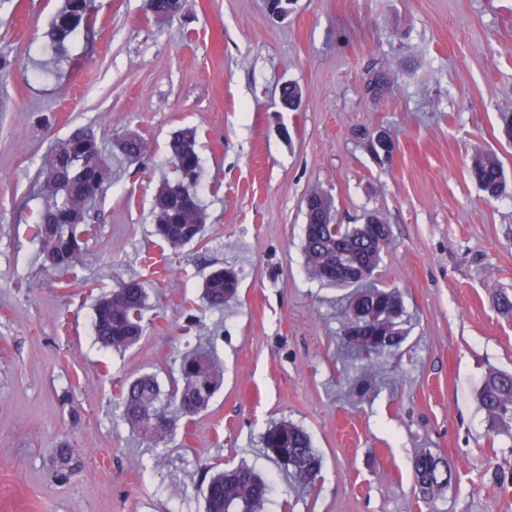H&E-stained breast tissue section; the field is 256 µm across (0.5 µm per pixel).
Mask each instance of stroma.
Listing matches in <instances>:
<instances>
[{
  "label": "stroma",
  "instance_id": "1",
  "mask_svg": "<svg viewBox=\"0 0 512 512\" xmlns=\"http://www.w3.org/2000/svg\"><path fill=\"white\" fill-rule=\"evenodd\" d=\"M63 0H0V512H203L207 466L245 463L274 476L270 512H512V438L486 435L477 392L512 370V0H191L146 20L144 0H96V43L49 46ZM384 71L379 97L366 84ZM302 92L280 103L283 83ZM79 125L104 140L138 133V165L112 161L91 214L84 260L39 266L32 193L51 145ZM194 129L202 160L201 242L172 251L150 211L167 143ZM388 131L392 162L366 132ZM495 152L505 194L469 176L474 150ZM329 196L339 224L382 214L392 240L377 271L403 293L408 337L376 368L368 401L349 392L341 336L348 291L307 272L304 199ZM240 277L235 300L207 310L205 277ZM137 275L148 291L142 340L123 353L94 340L99 289ZM208 335L224 370L187 432L157 443L133 433L121 380L167 383ZM302 425L322 457L313 487L279 474L263 453L268 423ZM78 465L58 482L55 448ZM455 464L440 499L422 498L419 449Z\"/></svg>",
  "mask_w": 512,
  "mask_h": 512
}]
</instances>
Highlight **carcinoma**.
Here are the masks:
<instances>
[{"label":"carcinoma","instance_id":"obj_1","mask_svg":"<svg viewBox=\"0 0 512 512\" xmlns=\"http://www.w3.org/2000/svg\"><path fill=\"white\" fill-rule=\"evenodd\" d=\"M189 0H145V11L160 20L179 14ZM95 0H66L64 9L51 28L52 40L61 48L77 33L86 43L96 38ZM125 160L139 164L147 153L145 141L137 134H123L113 143ZM170 160L179 179L163 182L155 195L150 213L154 235L168 248L177 251L201 240L207 222L195 187L200 179L201 164L195 135L178 130L168 143ZM47 168L52 170L39 185L42 208L35 225L41 245L42 266L56 272L71 269L83 260L86 239L81 226L87 223L93 201L101 195L90 177L98 172H112V153L102 146L97 132L86 126L74 128L68 137L52 149ZM469 174L479 189L497 199L506 187V176L498 157L477 151L472 156ZM302 251L309 274L317 281L336 284V256L358 262L375 273L382 261L384 248L371 239L360 224H324L321 206L311 201L306 208ZM239 288L238 276H228V269L213 271L203 284V298L211 310H221ZM147 293L137 278L123 280L110 292L101 295L94 307L93 329L96 342L106 351L123 352L135 346L143 334ZM403 297L396 288L374 286L371 280L359 284L344 312L343 335L358 320L363 330L358 341L347 340L364 359L357 377L372 379L378 363L394 355L405 341ZM386 341L372 351V337ZM223 381V373L204 349L180 359L176 375L167 392L154 375L141 373L120 388V405L125 421L143 436L163 441L175 434L180 420L192 417L210 404ZM485 411L488 433L496 437L512 431V373L489 372L478 393ZM264 452L275 460L300 485L317 479L322 460L313 448L308 433L288 420L274 422L261 436ZM76 449L63 443L53 459L55 477L68 478ZM414 474L422 497L439 499L452 484L454 465L431 452L417 454ZM205 483V512H268L272 480L258 474L246 464L222 470L208 468Z\"/></svg>","mask_w":512,"mask_h":512}]
</instances>
